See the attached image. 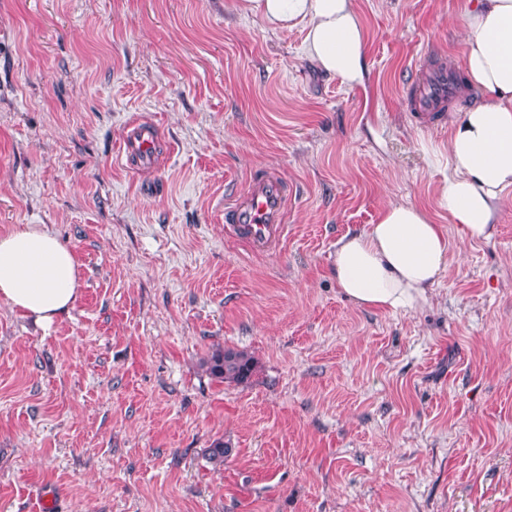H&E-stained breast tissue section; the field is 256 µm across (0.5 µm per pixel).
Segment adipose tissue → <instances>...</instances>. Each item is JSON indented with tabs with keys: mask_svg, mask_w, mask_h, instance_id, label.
<instances>
[{
	"mask_svg": "<svg viewBox=\"0 0 512 512\" xmlns=\"http://www.w3.org/2000/svg\"><path fill=\"white\" fill-rule=\"evenodd\" d=\"M277 27L307 29V52L326 74L363 82L366 42L354 0H247ZM467 87L475 99L448 140V181L438 206L460 233L490 238L496 209L512 189V0H469ZM443 225L411 204L387 205L378 223L336 242V286L354 304L411 311L448 269ZM73 253L48 228L25 224L0 235V301L49 324L77 298Z\"/></svg>",
	"mask_w": 512,
	"mask_h": 512,
	"instance_id": "obj_1",
	"label": "adipose tissue"
}]
</instances>
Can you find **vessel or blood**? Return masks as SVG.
Returning a JSON list of instances; mask_svg holds the SVG:
<instances>
[{
	"label": "vessel or blood",
	"mask_w": 512,
	"mask_h": 512,
	"mask_svg": "<svg viewBox=\"0 0 512 512\" xmlns=\"http://www.w3.org/2000/svg\"><path fill=\"white\" fill-rule=\"evenodd\" d=\"M456 93L453 73L439 69L427 75L409 89L403 103L419 117L444 121L447 104ZM158 150L153 135L138 131L125 144L127 155L151 161ZM288 186L272 174L251 177L246 193L224 206V220L231 224L235 235L259 251L278 249L287 237L285 211Z\"/></svg>",
	"instance_id": "vessel-or-blood-1"
}]
</instances>
